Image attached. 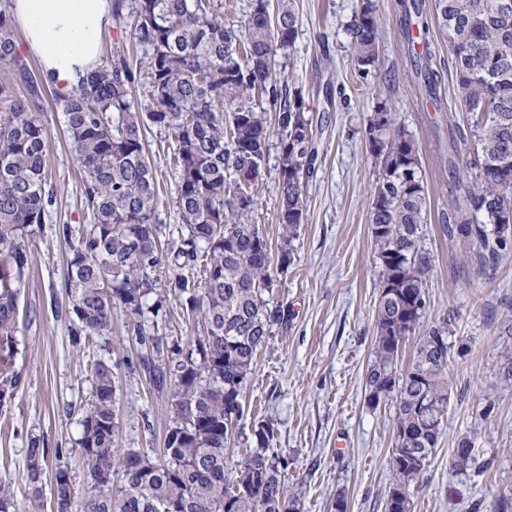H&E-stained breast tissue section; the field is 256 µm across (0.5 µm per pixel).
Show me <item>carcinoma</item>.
<instances>
[{
    "label": "carcinoma",
    "mask_w": 512,
    "mask_h": 512,
    "mask_svg": "<svg viewBox=\"0 0 512 512\" xmlns=\"http://www.w3.org/2000/svg\"><path fill=\"white\" fill-rule=\"evenodd\" d=\"M503 0H399L398 26L406 61L421 96L434 102L440 84L429 23L448 38L468 130L448 133V163L472 143L463 194L448 213V237L496 264L512 253V9ZM116 28L129 32L142 61L133 66L115 47L66 99L55 98L81 176L89 223L55 225L71 255L61 288L71 343H95L125 315L137 344L128 368L166 397L170 418L161 456L115 448L119 416L112 365H91L92 399L81 418L83 465L91 481L77 498L68 468L51 483L62 512H296L282 471L288 460L270 447L274 427L254 429L256 447L230 479L224 451L243 416L242 391L259 350L288 326V305L274 300L292 263V241L306 212L304 187L318 151L300 87L274 70L279 50L295 47L291 7L252 0L244 22L224 20V0H112ZM352 62L364 80L379 68L381 18L373 0L350 26ZM0 407L21 385L15 370L21 288L34 257L28 239L51 217L57 185L41 120L48 85L17 48L0 12ZM261 98L269 110H256ZM171 139L178 172V238L163 246L158 187L145 131ZM366 143L378 162L370 226L380 289L368 402L395 401L393 481L387 512H410L411 489L442 435L452 394L448 343L453 315L418 338L413 358L399 365L402 343L416 333L426 307L429 257L419 251L427 199L420 142L399 122L390 99L376 98ZM281 140L276 176L280 247L255 221L270 175L268 147ZM485 222H474L476 215ZM171 270L168 275L163 269ZM202 327L170 333L172 305ZM500 383L512 388V308L497 326ZM48 449L30 442L25 482L31 512H42ZM457 473L477 468L473 440L463 436L450 458Z\"/></svg>",
    "instance_id": "obj_1"
}]
</instances>
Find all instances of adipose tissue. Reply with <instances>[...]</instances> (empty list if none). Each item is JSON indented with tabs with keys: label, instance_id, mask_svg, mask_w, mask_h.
Masks as SVG:
<instances>
[{
	"label": "adipose tissue",
	"instance_id": "adipose-tissue-1",
	"mask_svg": "<svg viewBox=\"0 0 512 512\" xmlns=\"http://www.w3.org/2000/svg\"><path fill=\"white\" fill-rule=\"evenodd\" d=\"M45 81L69 96L97 67L103 33L112 25L111 0H10Z\"/></svg>",
	"mask_w": 512,
	"mask_h": 512
}]
</instances>
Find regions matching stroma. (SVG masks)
I'll return each instance as SVG.
<instances>
[{
  "instance_id": "1",
  "label": "stroma",
  "mask_w": 512,
  "mask_h": 512,
  "mask_svg": "<svg viewBox=\"0 0 512 512\" xmlns=\"http://www.w3.org/2000/svg\"><path fill=\"white\" fill-rule=\"evenodd\" d=\"M297 15L298 37L291 51H278L276 69L302 87L319 158L305 193L307 211L292 242L293 261L279 299L290 320L259 352L244 386V415L225 450V472L235 476L255 442L258 423H272L276 450L287 457L284 473L297 512H332L344 496L347 512H385L393 476L389 464L394 438L393 402L369 405L365 375L374 342L380 269L370 233V190L376 163L368 153L365 128L373 100L389 92L400 122L420 142L427 188L425 232L419 247L431 262L427 304L421 323L454 312L453 346L468 344L450 365L453 396L436 453L417 481L411 512H494L502 495L512 497V390L497 383L499 348L495 329L512 305V257L482 275L443 231L445 217L460 195L464 168L449 169L438 145L453 126H466L455 72L448 64V40L431 36L442 62L437 104L415 93L397 28L398 0H375L383 21L380 63L359 81L350 60L349 24L360 0H289ZM50 133L49 161L57 183V221L83 227L80 176L63 133V115L44 107ZM157 172L163 240L179 222L177 173L161 147L158 129L145 133ZM54 225H42L29 245L36 261L21 292L19 351L15 368L21 387L0 410V480L14 490L16 512H28L24 480L30 440L62 448L77 490H86L78 440L83 406L91 398L90 356L76 354L64 314L69 247ZM114 343L112 363L119 377L116 407L119 448H136L157 458L169 419L167 401L145 375L130 374L122 358L135 344L122 313H114L104 335ZM470 436L481 464L465 474L448 461L462 436Z\"/></svg>"
}]
</instances>
